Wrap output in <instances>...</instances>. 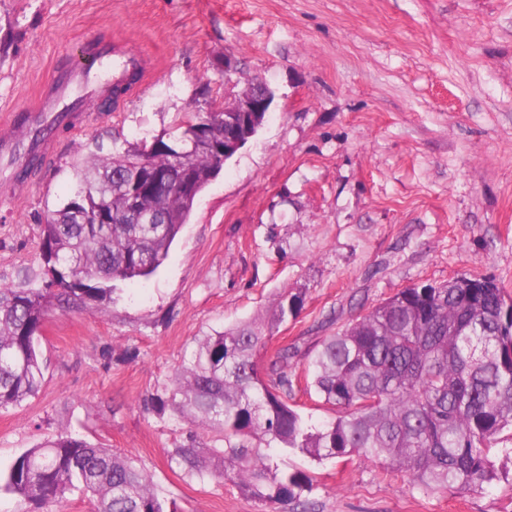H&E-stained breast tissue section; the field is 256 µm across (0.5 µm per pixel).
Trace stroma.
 Wrapping results in <instances>:
<instances>
[{
    "instance_id": "35a3bbf8",
    "label": "stroma",
    "mask_w": 512,
    "mask_h": 512,
    "mask_svg": "<svg viewBox=\"0 0 512 512\" xmlns=\"http://www.w3.org/2000/svg\"><path fill=\"white\" fill-rule=\"evenodd\" d=\"M143 57L145 84L113 101L75 93L30 176L0 167V285L38 264L39 225L94 139L135 142L255 76L274 99L257 135L199 196L156 274L102 305L52 310L36 397L0 410V468L60 433L145 468L178 512H260L231 483L190 479L168 455L189 426L146 412L195 337L305 292L273 347L313 346L398 290L487 275L512 295V0H0V115L28 156L26 110L90 40ZM239 62L224 81V58ZM313 478L314 512H512V453L492 488L423 492L357 457L280 452Z\"/></svg>"
}]
</instances>
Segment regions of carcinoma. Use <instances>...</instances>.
Instances as JSON below:
<instances>
[{
	"label": "carcinoma",
	"instance_id": "1",
	"mask_svg": "<svg viewBox=\"0 0 512 512\" xmlns=\"http://www.w3.org/2000/svg\"><path fill=\"white\" fill-rule=\"evenodd\" d=\"M191 111L177 133L108 152L93 141L72 165L76 184L40 225L38 268L0 286V410L35 396L44 378L40 330L55 307L112 299L118 282L154 274L194 203L172 190L182 172L199 190L224 148V120ZM139 206L161 216L140 224ZM283 289L261 318L201 336L169 383L144 399L191 425L170 461L188 478L231 482L263 512H283L311 479L282 470L271 448L314 460L363 457L427 493L482 492L499 481L494 450L512 441V296L485 275L412 285L304 353L307 390L336 408L318 426L294 408L291 359L274 333L304 306ZM215 431L221 444L203 433ZM95 512H170L151 477L110 448L60 434L0 470L21 512H50L66 494Z\"/></svg>",
	"mask_w": 512,
	"mask_h": 512
}]
</instances>
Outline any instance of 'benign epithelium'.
Masks as SVG:
<instances>
[{
	"mask_svg": "<svg viewBox=\"0 0 512 512\" xmlns=\"http://www.w3.org/2000/svg\"><path fill=\"white\" fill-rule=\"evenodd\" d=\"M272 99V92L265 80L256 77L244 91L225 99L224 107L220 109L212 106L206 108L208 112L220 110L226 115H233V118L229 119L232 128L227 134V139L224 140L222 158L226 159L230 155L236 154L242 143L255 135L270 110Z\"/></svg>",
	"mask_w": 512,
	"mask_h": 512,
	"instance_id": "obj_1",
	"label": "benign epithelium"
}]
</instances>
